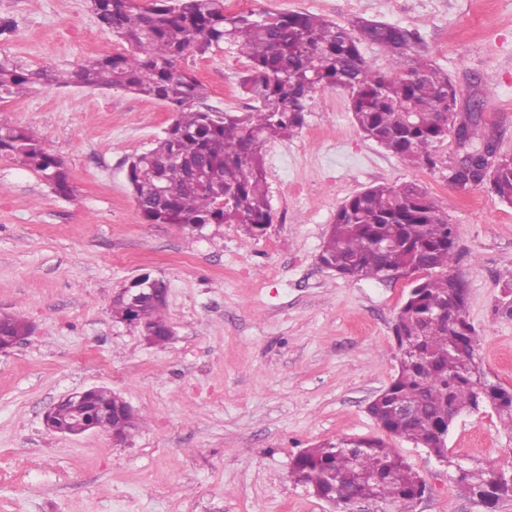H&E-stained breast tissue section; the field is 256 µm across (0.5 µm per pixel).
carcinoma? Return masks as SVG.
I'll return each mask as SVG.
<instances>
[{"label": "carcinoma", "mask_w": 512, "mask_h": 512, "mask_svg": "<svg viewBox=\"0 0 512 512\" xmlns=\"http://www.w3.org/2000/svg\"><path fill=\"white\" fill-rule=\"evenodd\" d=\"M99 26L124 49L90 58L67 73L86 87L115 88L166 103L175 119L155 145L129 165L128 180L145 219L153 224H240L251 236L272 223L263 151L303 126L317 92L349 93L363 135L410 166L437 167V145L448 139V74L412 50L413 34L361 20L350 28L308 12L227 13L224 0H88ZM229 43L251 64L243 86L256 105L242 114L202 106L205 86L179 65L187 54ZM380 47L389 69H374L362 44ZM59 75L0 58V100L18 98ZM468 123L469 144L488 139L478 113ZM14 156L42 173L59 194L70 192L61 160L45 151L35 131L0 125V156ZM484 182L512 205V157L496 158ZM209 173L224 185V204L202 187ZM164 188L163 196L153 187ZM459 226L415 182L377 185L349 198L336 213L319 253L322 267L348 279H377L391 271L418 275L394 324L398 370L377 397L371 417L387 433L446 458L448 431L464 412L490 408L512 429V389L489 385L476 359L480 337L465 314L467 286L451 273ZM166 303L144 308L145 327L164 340ZM30 326L12 316L0 336H25ZM90 405L108 408L112 391L93 388ZM144 424L107 419L97 427L123 440ZM295 481L338 500L372 497L394 512H411L425 483L382 439L358 437L307 448L292 463ZM495 472L465 465L456 481L484 506L512 497L493 482Z\"/></svg>", "instance_id": "obj_1"}]
</instances>
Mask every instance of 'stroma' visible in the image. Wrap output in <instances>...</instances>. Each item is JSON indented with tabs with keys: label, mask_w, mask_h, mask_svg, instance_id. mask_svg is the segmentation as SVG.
I'll return each instance as SVG.
<instances>
[{
	"label": "stroma",
	"mask_w": 512,
	"mask_h": 512,
	"mask_svg": "<svg viewBox=\"0 0 512 512\" xmlns=\"http://www.w3.org/2000/svg\"><path fill=\"white\" fill-rule=\"evenodd\" d=\"M245 11L311 12L343 26L374 20L415 31V51L480 112L499 155H512V0H248ZM15 25L0 57L66 72L115 52L87 0H0ZM209 90L207 107L248 111L250 63L224 45L188 55ZM173 114L121 89L50 83L0 102V124L33 128L68 169L71 192L20 160L0 156V314L34 332L0 353V512H336L291 477L303 449L378 437L426 484L412 512L494 510L463 492L424 449L385 434L367 411L396 374L393 324L410 284L352 280L318 256L336 212L375 185L412 181L459 224L455 273L481 336L477 361L512 388V307L501 275L512 270V205L488 186L449 183L453 140L439 169L406 165L357 127L348 92H318L293 137L264 153L273 222L250 239L238 224L196 231L152 224L127 180ZM168 288L169 344H148L116 322L112 300L135 275ZM106 387L145 423L127 440L106 432L65 436L44 424L68 394ZM449 458L486 469L512 465V431L490 410L460 415Z\"/></svg>",
	"instance_id": "1"
}]
</instances>
